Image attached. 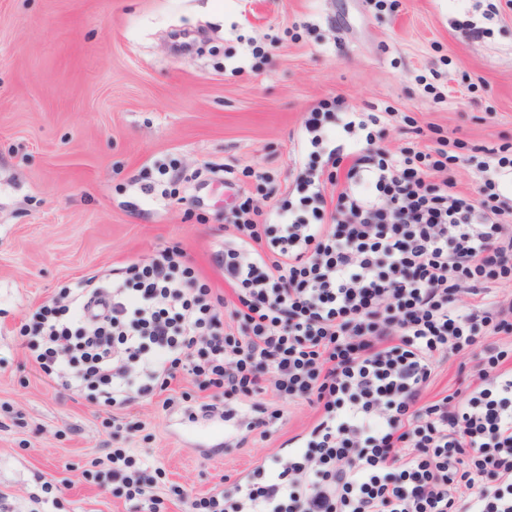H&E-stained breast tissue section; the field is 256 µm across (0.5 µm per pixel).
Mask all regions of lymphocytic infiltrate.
<instances>
[{
	"instance_id": "lymphocytic-infiltrate-1",
	"label": "lymphocytic infiltrate",
	"mask_w": 512,
	"mask_h": 512,
	"mask_svg": "<svg viewBox=\"0 0 512 512\" xmlns=\"http://www.w3.org/2000/svg\"><path fill=\"white\" fill-rule=\"evenodd\" d=\"M368 122L322 102L305 121L309 161L272 209L240 197L212 290L158 250L122 277L89 278L42 306L23 333L63 390L89 383L105 411L186 371L268 436L279 411L316 409L287 461L257 465L188 512H512V145L479 146L480 200L458 191L447 140L375 149ZM335 193H326V185ZM469 360V395L425 393L437 363ZM156 468L121 450L106 480L156 512Z\"/></svg>"
}]
</instances>
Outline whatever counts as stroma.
I'll return each instance as SVG.
<instances>
[{
  "mask_svg": "<svg viewBox=\"0 0 512 512\" xmlns=\"http://www.w3.org/2000/svg\"><path fill=\"white\" fill-rule=\"evenodd\" d=\"M479 37L467 35L470 27ZM266 63L252 70L250 50ZM381 114L395 153L406 118L422 143L464 142L459 190L478 192L473 144L512 140V0H0V502L9 512H136L98 486L113 449L152 456L160 512H185L178 484L205 497L317 419L270 402L268 437L222 446L193 422L205 401L185 371L126 411L91 389L62 390L19 330L64 287L118 274L179 246L214 296L229 295L212 254L231 218L221 175L271 182L287 198L304 122L325 100ZM207 179L172 183L173 171ZM66 488H59V481Z\"/></svg>",
  "mask_w": 512,
  "mask_h": 512,
  "instance_id": "35a3bbf8",
  "label": "stroma"
}]
</instances>
